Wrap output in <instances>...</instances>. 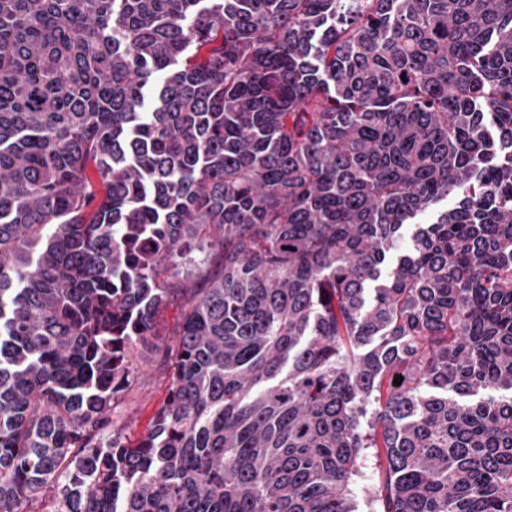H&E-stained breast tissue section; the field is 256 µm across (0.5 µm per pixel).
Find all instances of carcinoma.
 <instances>
[{"mask_svg":"<svg viewBox=\"0 0 512 512\" xmlns=\"http://www.w3.org/2000/svg\"><path fill=\"white\" fill-rule=\"evenodd\" d=\"M370 448L512 512V0H0V512H356ZM182 305L181 297L175 296L160 310L157 316V328L162 335L158 336L160 343L171 342L176 337L180 327ZM136 366L139 380L121 395L112 410L115 426L132 442L140 438L157 408L165 401L169 384L161 352L138 359Z\"/></svg>","mask_w":512,"mask_h":512,"instance_id":"obj_1","label":"carcinoma"}]
</instances>
